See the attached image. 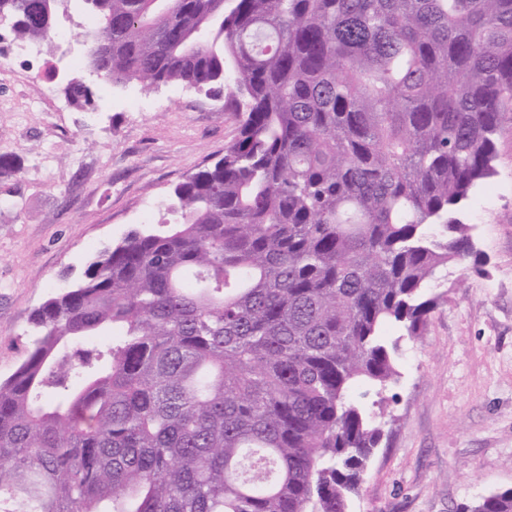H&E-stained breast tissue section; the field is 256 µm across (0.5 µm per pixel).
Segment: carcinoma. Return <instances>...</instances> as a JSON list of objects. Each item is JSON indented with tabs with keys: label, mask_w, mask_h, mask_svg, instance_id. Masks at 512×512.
I'll use <instances>...</instances> for the list:
<instances>
[{
	"label": "carcinoma",
	"mask_w": 512,
	"mask_h": 512,
	"mask_svg": "<svg viewBox=\"0 0 512 512\" xmlns=\"http://www.w3.org/2000/svg\"><path fill=\"white\" fill-rule=\"evenodd\" d=\"M58 0H0L17 41ZM113 85L239 122L176 222L105 246L32 314L0 381V512H348L457 214L512 119V0H94ZM393 326L398 337L386 335ZM466 512H512V489Z\"/></svg>",
	"instance_id": "carcinoma-1"
}]
</instances>
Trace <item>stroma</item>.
<instances>
[{"label":"stroma","mask_w":512,"mask_h":512,"mask_svg":"<svg viewBox=\"0 0 512 512\" xmlns=\"http://www.w3.org/2000/svg\"><path fill=\"white\" fill-rule=\"evenodd\" d=\"M56 35L27 59L0 41V380L27 356L32 312L80 277L106 243L165 218L173 188L224 154L238 124L224 103L170 84L101 81L86 61L95 16L65 0ZM92 104L56 107L70 79ZM497 174L460 218L476 265L449 267L423 336L403 341L385 391L395 423L350 512H461L512 489V124Z\"/></svg>","instance_id":"stroma-1"}]
</instances>
